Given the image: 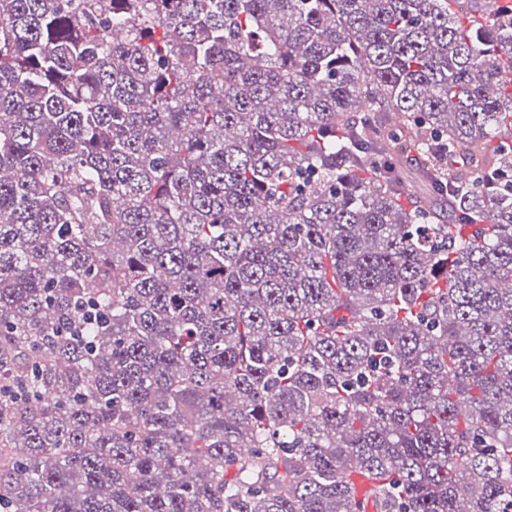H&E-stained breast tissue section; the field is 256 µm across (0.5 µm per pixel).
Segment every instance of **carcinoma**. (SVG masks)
Masks as SVG:
<instances>
[{
  "label": "carcinoma",
  "mask_w": 512,
  "mask_h": 512,
  "mask_svg": "<svg viewBox=\"0 0 512 512\" xmlns=\"http://www.w3.org/2000/svg\"><path fill=\"white\" fill-rule=\"evenodd\" d=\"M467 2L0 0V512H362L356 467L512 512V6Z\"/></svg>",
  "instance_id": "obj_1"
}]
</instances>
